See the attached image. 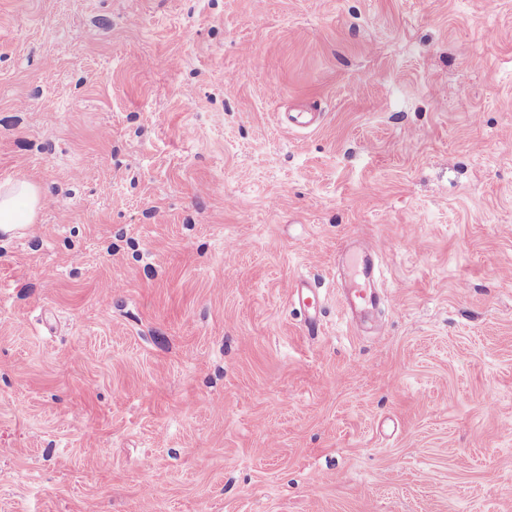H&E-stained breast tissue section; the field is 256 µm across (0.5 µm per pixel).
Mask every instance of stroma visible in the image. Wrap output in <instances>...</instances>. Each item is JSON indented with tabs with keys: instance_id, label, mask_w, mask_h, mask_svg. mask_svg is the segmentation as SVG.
Here are the masks:
<instances>
[{
	"instance_id": "obj_1",
	"label": "stroma",
	"mask_w": 512,
	"mask_h": 512,
	"mask_svg": "<svg viewBox=\"0 0 512 512\" xmlns=\"http://www.w3.org/2000/svg\"><path fill=\"white\" fill-rule=\"evenodd\" d=\"M21 177L0 512H512V0H0ZM373 249L370 245L364 246V258L360 264H356L354 284L349 287L350 296L348 307L351 311L355 308H370L378 303L375 293L377 280V268L373 261ZM289 298L305 313V322L312 332L319 328V313L321 312V299L316 282L298 278L289 282Z\"/></svg>"
}]
</instances>
